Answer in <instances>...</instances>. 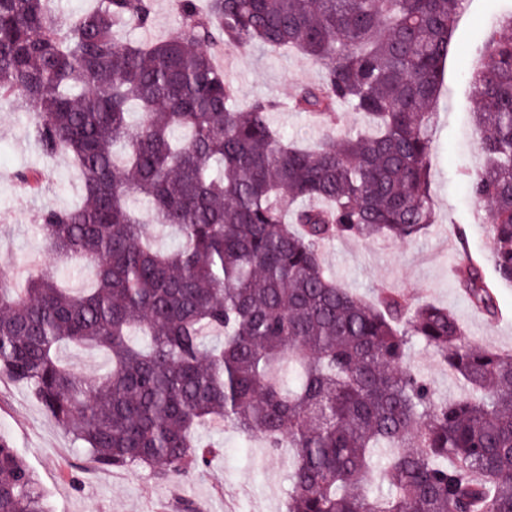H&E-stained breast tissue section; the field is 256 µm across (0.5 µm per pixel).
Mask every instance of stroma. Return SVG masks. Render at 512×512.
I'll use <instances>...</instances> for the list:
<instances>
[{
	"mask_svg": "<svg viewBox=\"0 0 512 512\" xmlns=\"http://www.w3.org/2000/svg\"><path fill=\"white\" fill-rule=\"evenodd\" d=\"M511 14L512 0H467L456 18V50L444 64L433 130L430 180L435 224L408 243L336 239L322 248L327 273L344 287L366 296L384 284L413 302L450 308L470 342L500 351H512V284L498 281L488 229L472 220L476 205L469 195V175L482 166L483 157L472 138L476 103L470 80L482 57L490 20ZM224 73L236 86L241 104L258 97L277 102L271 121L285 137H321L323 126L291 107L297 86L321 77L320 67L308 57L233 49L224 53ZM29 127L26 113L0 100V272L9 276L52 263L42 247L40 206L47 201L68 206L79 199V175L68 158H42ZM24 169L44 174L41 190L33 192L16 182L15 172ZM460 225L467 233L463 242L456 233ZM468 257L480 263L486 279L496 285L498 320L474 314L453 285V268ZM410 362L439 397L452 401L463 395L461 383L425 344L412 347ZM201 434L219 450L206 469L180 482L157 479L144 467L100 468L24 385L0 380V435L29 466L53 512H182L188 501L200 512H284L287 449L272 450L262 439L245 440L221 425L206 426Z\"/></svg>",
	"mask_w": 512,
	"mask_h": 512,
	"instance_id": "35a3bbf8",
	"label": "stroma"
}]
</instances>
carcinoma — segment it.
Returning a JSON list of instances; mask_svg holds the SVG:
<instances>
[{"label":"carcinoma","mask_w":512,"mask_h":512,"mask_svg":"<svg viewBox=\"0 0 512 512\" xmlns=\"http://www.w3.org/2000/svg\"><path fill=\"white\" fill-rule=\"evenodd\" d=\"M155 0H0V100L27 112L38 151L67 157L81 203L40 209L43 242L90 265L74 293L49 268L0 280V376L26 385L92 461L139 464L175 482L207 467L198 431L220 420L293 458L285 512H512V352L471 344L458 317L379 287L370 298L327 273L334 239L406 242L433 219L432 127L464 0H177L181 31L134 44ZM475 72L469 180L491 260L512 283V15L495 21ZM296 50L321 67L293 107L367 129H328L300 148L258 98L244 111L217 49ZM140 120L130 121L132 110ZM174 226L162 252L129 205ZM470 306L499 316L466 259ZM432 348L467 387L437 398L407 365ZM65 346L106 354L83 376ZM391 489L370 492L375 467ZM0 512H50L0 435Z\"/></svg>","instance_id":"carcinoma-1"}]
</instances>
